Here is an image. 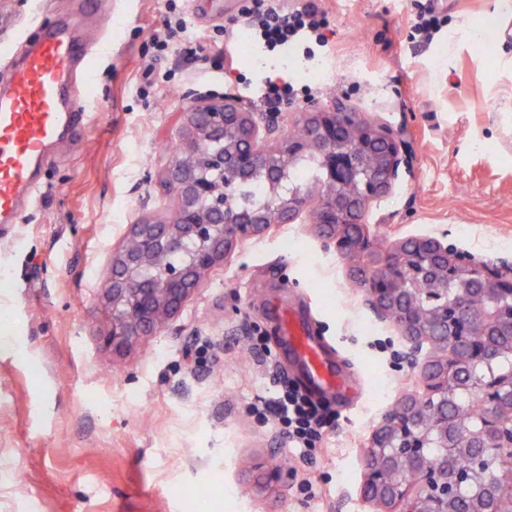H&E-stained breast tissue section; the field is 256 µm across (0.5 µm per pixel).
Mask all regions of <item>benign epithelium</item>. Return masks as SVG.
Masks as SVG:
<instances>
[{"label": "benign epithelium", "mask_w": 512, "mask_h": 512, "mask_svg": "<svg viewBox=\"0 0 512 512\" xmlns=\"http://www.w3.org/2000/svg\"><path fill=\"white\" fill-rule=\"evenodd\" d=\"M183 155L169 165L166 186L178 199L165 222L131 226L138 248H120L109 269L114 345L145 336L175 316L203 274L240 244L310 216L324 247L344 258L370 253L363 219L398 178L407 155L399 133L358 119L333 101L305 121L302 136L271 137L268 126L231 99L187 108ZM319 157L330 189L288 188V165ZM375 165L366 167L368 156ZM268 185L271 203L238 200V190ZM363 305L405 341L402 362L419 372L422 389L381 416L365 456L361 491L378 512H498L512 498V472L489 475L457 466L459 455L491 450L512 457V262H487L455 251L438 237L406 238L359 269ZM409 274L431 285L425 301L403 287ZM459 294L448 298V286ZM487 303L479 314L472 301ZM455 389H476L480 423L464 428L448 416Z\"/></svg>", "instance_id": "1"}]
</instances>
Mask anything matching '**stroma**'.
<instances>
[{"mask_svg":"<svg viewBox=\"0 0 512 512\" xmlns=\"http://www.w3.org/2000/svg\"><path fill=\"white\" fill-rule=\"evenodd\" d=\"M330 36L289 51L254 43L217 13L193 39L236 46L191 65L160 51L190 0H0L16 53L69 21L99 48L81 92L106 105L58 143L21 224L0 238V512H376L364 446L420 385L397 331L362 305L350 261L311 223L284 224L217 262L163 326L115 349L106 271L141 218L176 208L165 187L187 102L231 98L276 135L328 99L399 128L411 155L366 217L373 249L432 235L512 262V14L496 0H438L432 43L408 40L416 0H314ZM295 99L265 107L267 82ZM299 309L359 392L323 398L332 424L297 453L260 402L295 384L270 312Z\"/></svg>","mask_w":512,"mask_h":512,"instance_id":"stroma-1","label":"stroma"}]
</instances>
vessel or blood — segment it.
I'll return each mask as SVG.
<instances>
[{"mask_svg": "<svg viewBox=\"0 0 512 512\" xmlns=\"http://www.w3.org/2000/svg\"><path fill=\"white\" fill-rule=\"evenodd\" d=\"M92 60V40L60 24L46 29L23 62L10 67L8 87L0 92V233L20 223L34 202L53 147L83 126L85 100L75 88L89 82ZM277 313L282 345L296 358L305 388L339 399L355 391L311 325L289 308Z\"/></svg>", "mask_w": 512, "mask_h": 512, "instance_id": "obj_1", "label": "vessel or blood"}]
</instances>
